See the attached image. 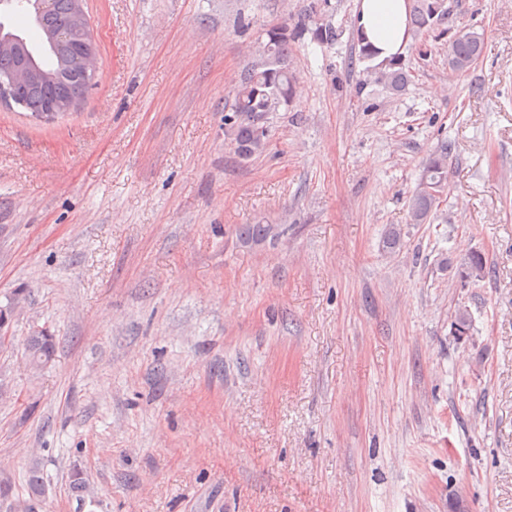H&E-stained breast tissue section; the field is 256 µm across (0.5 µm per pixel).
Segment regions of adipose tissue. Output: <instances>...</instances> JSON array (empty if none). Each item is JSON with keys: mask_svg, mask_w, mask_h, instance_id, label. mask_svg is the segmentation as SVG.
<instances>
[{"mask_svg": "<svg viewBox=\"0 0 512 512\" xmlns=\"http://www.w3.org/2000/svg\"><path fill=\"white\" fill-rule=\"evenodd\" d=\"M407 0H357L356 25L376 51V62L403 55L410 39Z\"/></svg>", "mask_w": 512, "mask_h": 512, "instance_id": "obj_1", "label": "adipose tissue"}]
</instances>
